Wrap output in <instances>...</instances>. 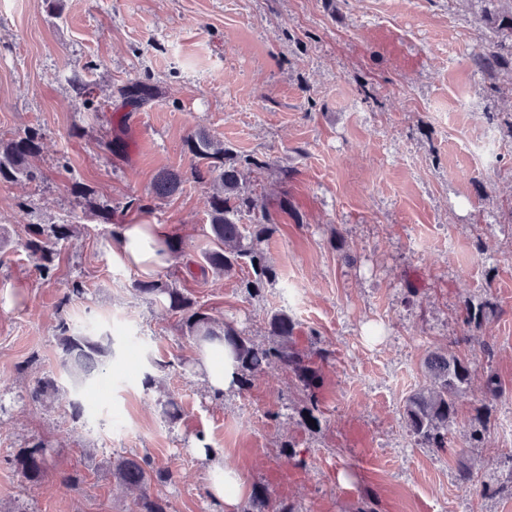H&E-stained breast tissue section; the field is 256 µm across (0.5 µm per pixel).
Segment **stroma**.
I'll return each instance as SVG.
<instances>
[{
	"label": "stroma",
	"instance_id": "obj_1",
	"mask_svg": "<svg viewBox=\"0 0 512 512\" xmlns=\"http://www.w3.org/2000/svg\"><path fill=\"white\" fill-rule=\"evenodd\" d=\"M498 0H0V136L36 127V182L0 183V512H132L112 479L114 456L168 467V512H220L208 492L213 463L237 469L246 490L296 512H512L503 462L512 436V69L473 64L491 36ZM81 70L97 108L68 82ZM140 79L147 105H123ZM137 128H130L131 120ZM202 129L265 167L247 175L277 226L262 247L277 272L259 294L240 274L202 272L209 247L204 197L185 182L156 199L164 170L191 164L186 135ZM491 134L480 166L470 144ZM120 139L121 151L102 144ZM95 192L89 207L72 189ZM149 199L144 211L131 198ZM107 204L111 221L97 210ZM33 222L70 224L55 277L39 280L21 246ZM164 224L174 251L160 282L186 289L214 317L266 342L271 314L297 323L308 349L319 333L321 426L299 423V391L277 365L249 388L213 399L202 348L175 315L137 294L135 271L113 265L112 223ZM82 296L63 302L67 284ZM491 300L478 324L465 302ZM110 338L108 391L78 384L62 365L59 320ZM491 344L485 355L483 344ZM445 351L472 363L456 403L447 454L418 447L404 419L426 387L424 363ZM51 375L87 403L74 419L58 401L31 402ZM503 393L480 447L466 443L487 376ZM180 407L177 420L163 411ZM204 441H197V433ZM48 440L57 470L79 469L80 493L56 478L21 482L8 460ZM212 448L199 453L200 443ZM304 458L295 467L289 450ZM497 486H460L459 464ZM120 96L126 103L144 104L153 98V89L140 80L130 81L120 90Z\"/></svg>",
	"mask_w": 512,
	"mask_h": 512
}]
</instances>
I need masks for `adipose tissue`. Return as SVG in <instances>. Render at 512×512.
Listing matches in <instances>:
<instances>
[{
  "mask_svg": "<svg viewBox=\"0 0 512 512\" xmlns=\"http://www.w3.org/2000/svg\"><path fill=\"white\" fill-rule=\"evenodd\" d=\"M169 232L163 224H116L112 227L114 265L149 276L168 265Z\"/></svg>",
  "mask_w": 512,
  "mask_h": 512,
  "instance_id": "1",
  "label": "adipose tissue"
}]
</instances>
